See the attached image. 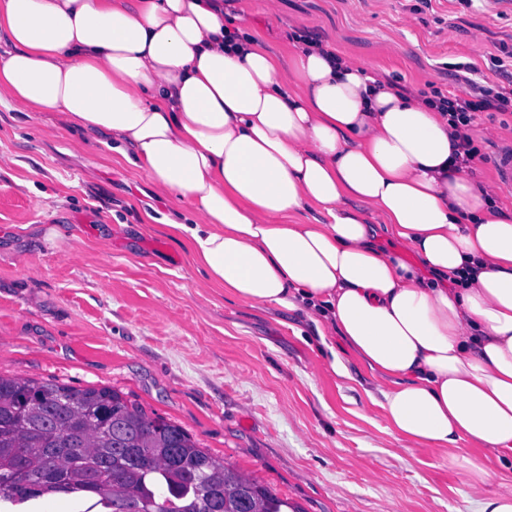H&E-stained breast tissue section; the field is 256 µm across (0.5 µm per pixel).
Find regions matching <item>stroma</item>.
I'll use <instances>...</instances> for the list:
<instances>
[{"label": "stroma", "mask_w": 512, "mask_h": 512, "mask_svg": "<svg viewBox=\"0 0 512 512\" xmlns=\"http://www.w3.org/2000/svg\"><path fill=\"white\" fill-rule=\"evenodd\" d=\"M264 2L224 10L248 12L285 54L303 32L427 96L508 78L496 60L512 50V0H279L273 16ZM471 134L475 178L512 207L496 173L512 115L479 113ZM1 155L0 374L122 391L301 512H479L466 465L476 450L452 466L388 433L340 338H320L303 309L208 287L186 245L144 214L150 203L188 219L189 206L150 191L109 137L5 100ZM335 357L353 382L330 370Z\"/></svg>", "instance_id": "stroma-1"}]
</instances>
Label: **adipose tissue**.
Here are the masks:
<instances>
[{
    "mask_svg": "<svg viewBox=\"0 0 512 512\" xmlns=\"http://www.w3.org/2000/svg\"><path fill=\"white\" fill-rule=\"evenodd\" d=\"M294 48L225 22L224 0H0V99L110 137L187 202L194 223L163 222L211 287L320 313L390 433L452 464L463 445L512 460V213L454 162L434 98L305 35ZM469 473L479 512H512V481Z\"/></svg>",
    "mask_w": 512,
    "mask_h": 512,
    "instance_id": "1",
    "label": "adipose tissue"
}]
</instances>
